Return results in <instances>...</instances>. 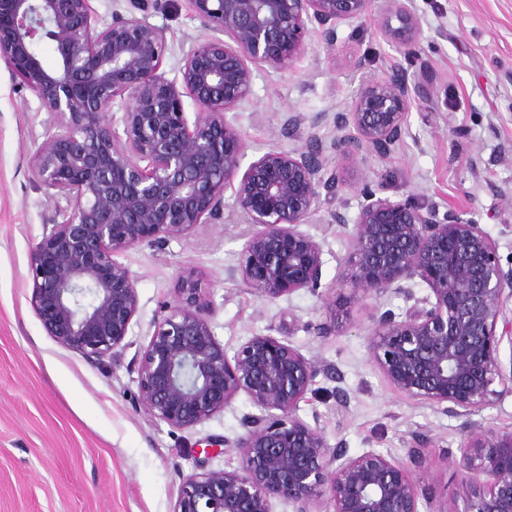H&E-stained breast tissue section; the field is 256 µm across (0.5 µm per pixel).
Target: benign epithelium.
Returning a JSON list of instances; mask_svg holds the SVG:
<instances>
[{"instance_id": "benign-epithelium-1", "label": "benign epithelium", "mask_w": 512, "mask_h": 512, "mask_svg": "<svg viewBox=\"0 0 512 512\" xmlns=\"http://www.w3.org/2000/svg\"><path fill=\"white\" fill-rule=\"evenodd\" d=\"M99 25L91 0H0V62L55 116L30 158L32 177L55 216L30 254L31 302L44 329L95 364L119 361L139 311L136 280L114 256L143 244L186 237L223 214L231 192L252 232L233 273L260 300L276 302L321 287L322 242L303 230L346 185L328 168L311 134L298 149H272L247 167L241 133L228 119L252 100L255 73H283L312 48H327L338 27L379 14L386 41L404 58L421 51L424 32L413 0H190L211 31L183 53L179 77L161 72L166 30L148 21L156 0H126ZM55 45L57 65L38 52ZM119 120H106L116 98ZM199 108L189 121L183 98ZM433 98L430 82L397 64L364 83L347 112L336 113V152L353 159L385 152L401 136L414 102ZM352 224L343 281L375 310L371 362L396 389L465 418L462 494L438 512H512V430L471 416L512 394V265L480 225L439 213L410 197L365 185ZM429 293L415 298V280ZM388 294L414 301L403 314L379 311ZM200 277H181L178 297L153 323L132 361L150 413L191 429L240 394L257 413L226 443L234 468L210 469L205 452L183 476L174 512H420L417 469L375 450L348 454L298 415L327 368L286 340L255 334L228 354L214 336Z\"/></svg>"}]
</instances>
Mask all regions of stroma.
I'll use <instances>...</instances> for the list:
<instances>
[{"instance_id": "obj_1", "label": "stroma", "mask_w": 512, "mask_h": 512, "mask_svg": "<svg viewBox=\"0 0 512 512\" xmlns=\"http://www.w3.org/2000/svg\"><path fill=\"white\" fill-rule=\"evenodd\" d=\"M424 19V71L436 95L414 105L400 138L384 154L338 160L333 117L348 109L362 81L383 74L399 55L384 41L377 18L359 29L341 25L334 51L315 46L285 73H257L250 104L229 118L245 143V162L301 139L281 135L289 113L313 123L328 164L342 163L347 186L323 204L305 229L323 243L322 282L336 292L307 290L274 303L259 300L229 271L251 227L224 198L223 216L189 236L142 245L119 255L136 279L139 313L127 359L146 346L152 324L177 298L179 277L193 270L211 302L214 334L227 352L256 334L288 340L306 357L337 368L350 395L337 406L334 381L318 375L299 414L329 442L350 453L375 449L403 460L415 436L427 439L419 485L430 502L455 495L462 418L444 414L396 390L371 362V308L356 304L340 284L351 249L349 230L331 214L355 218L363 183L386 195L411 197L474 220L494 239L502 265L512 264V0H415ZM151 23L166 28L170 46L162 69L178 74L183 49L208 32L190 0H157ZM54 123L35 92L0 67V512H174L184 475L197 465V445L243 435L252 406L230 407L192 429L152 418L126 363L100 366L58 344L30 302L31 249L54 213L34 184L29 160ZM336 318L335 333L316 327Z\"/></svg>"}]
</instances>
